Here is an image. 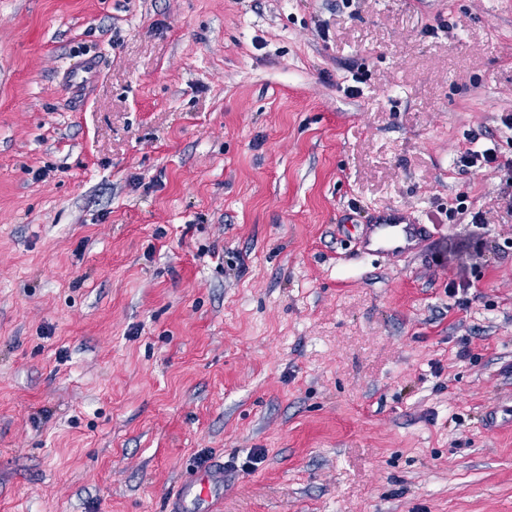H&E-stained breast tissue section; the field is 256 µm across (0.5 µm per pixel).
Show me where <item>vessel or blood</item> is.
<instances>
[{
  "label": "vessel or blood",
  "mask_w": 512,
  "mask_h": 512,
  "mask_svg": "<svg viewBox=\"0 0 512 512\" xmlns=\"http://www.w3.org/2000/svg\"><path fill=\"white\" fill-rule=\"evenodd\" d=\"M429 232L407 212L388 208L371 216L359 239L363 253L398 257L413 253ZM224 464L211 462L185 477L166 501V512H209L224 496Z\"/></svg>",
  "instance_id": "vessel-or-blood-1"
}]
</instances>
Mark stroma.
Segmentation results:
<instances>
[{
  "mask_svg": "<svg viewBox=\"0 0 512 512\" xmlns=\"http://www.w3.org/2000/svg\"><path fill=\"white\" fill-rule=\"evenodd\" d=\"M509 114L512 0H0V512H512ZM459 163L465 167H474L483 164L485 166L512 172V155H502L495 147H487L480 151L467 148L460 152ZM429 233L427 224L398 208H387L371 216L359 239L363 253L398 257L413 253ZM224 461H214L185 477L166 500L167 512H210L224 498Z\"/></svg>",
  "mask_w": 512,
  "mask_h": 512,
  "instance_id": "1",
  "label": "stroma"
}]
</instances>
